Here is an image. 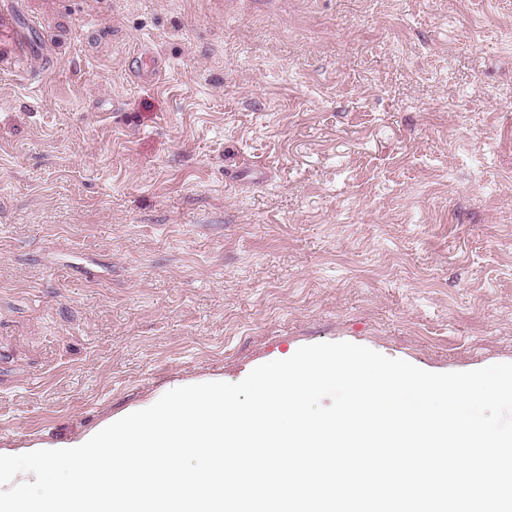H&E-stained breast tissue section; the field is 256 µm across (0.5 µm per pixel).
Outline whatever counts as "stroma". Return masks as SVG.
Masks as SVG:
<instances>
[{
  "label": "stroma",
  "mask_w": 512,
  "mask_h": 512,
  "mask_svg": "<svg viewBox=\"0 0 512 512\" xmlns=\"http://www.w3.org/2000/svg\"><path fill=\"white\" fill-rule=\"evenodd\" d=\"M0 8L1 445L320 342L512 363V0Z\"/></svg>",
  "instance_id": "35a3bbf8"
}]
</instances>
